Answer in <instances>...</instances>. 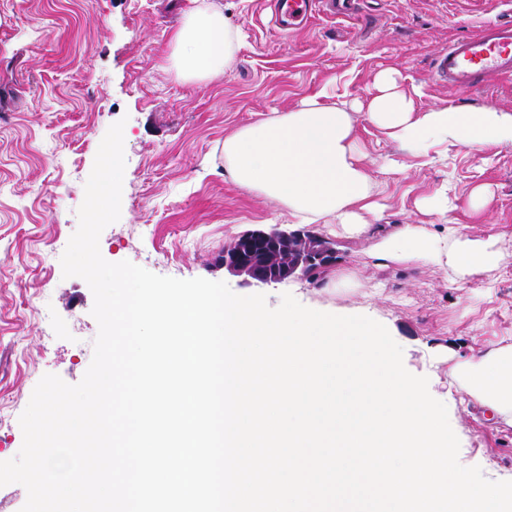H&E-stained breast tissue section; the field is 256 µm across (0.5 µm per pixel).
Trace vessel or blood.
Masks as SVG:
<instances>
[{
  "label": "vessel or blood",
  "mask_w": 512,
  "mask_h": 512,
  "mask_svg": "<svg viewBox=\"0 0 512 512\" xmlns=\"http://www.w3.org/2000/svg\"><path fill=\"white\" fill-rule=\"evenodd\" d=\"M275 23L290 30L307 23L315 11L346 16L351 0H268ZM436 74L450 86L471 90L493 75L512 74V18L489 23L475 35L452 41L436 60Z\"/></svg>",
  "instance_id": "1"
}]
</instances>
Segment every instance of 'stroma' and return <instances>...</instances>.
<instances>
[{
	"label": "stroma",
	"instance_id": "1",
	"mask_svg": "<svg viewBox=\"0 0 512 512\" xmlns=\"http://www.w3.org/2000/svg\"><path fill=\"white\" fill-rule=\"evenodd\" d=\"M223 13L233 59L220 76L189 83L170 67L172 39L188 11ZM512 18V0H356L353 14H319L302 31L273 27L264 0H8L0 5V461L14 458L19 418L39 380L79 383L99 326L94 296L64 277L61 257L79 225L99 145L123 122L126 166L121 216L99 239L110 262L127 260L179 279L223 281L239 295L282 294L304 306L379 321L403 349L405 368L427 377L448 409L463 466L512 481V426L464 404L449 358L512 337V146L479 149L437 141L402 148L354 112L368 162L404 170L375 174L387 224H438L419 202L445 192L453 217L475 237H495L499 267L452 283L434 266L380 268L358 241L333 238L335 288L325 277L263 285L230 274L225 244L248 229L288 228L286 210L235 183L224 140L296 109L318 93L339 107L368 102L392 70L422 105L512 111V76L463 93L439 81L434 60L454 39ZM490 195L473 211L470 194Z\"/></svg>",
	"mask_w": 512,
	"mask_h": 512
}]
</instances>
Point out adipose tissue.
<instances>
[{
	"label": "adipose tissue",
	"instance_id": "adipose-tissue-1",
	"mask_svg": "<svg viewBox=\"0 0 512 512\" xmlns=\"http://www.w3.org/2000/svg\"><path fill=\"white\" fill-rule=\"evenodd\" d=\"M173 42L172 64L188 81L220 75L234 51L223 14L207 6L186 14ZM367 117L418 151L439 138L480 148L512 145L511 112L422 107L398 91L389 72L378 79ZM361 156L352 114L315 98L224 141V163L239 185L283 206L289 223L333 224L346 236L369 238V255L380 264H433L461 280L501 263L494 238L471 237L459 224H398L374 235L380 209L370 199L372 174ZM449 372L472 400L512 425V341L455 362Z\"/></svg>",
	"mask_w": 512,
	"mask_h": 512
}]
</instances>
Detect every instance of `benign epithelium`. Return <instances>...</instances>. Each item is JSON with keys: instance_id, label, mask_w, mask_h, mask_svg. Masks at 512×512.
Segmentation results:
<instances>
[{"instance_id": "obj_1", "label": "benign epithelium", "mask_w": 512, "mask_h": 512, "mask_svg": "<svg viewBox=\"0 0 512 512\" xmlns=\"http://www.w3.org/2000/svg\"><path fill=\"white\" fill-rule=\"evenodd\" d=\"M336 260L333 244L308 231H287L275 225L239 235L224 247V268L263 284L308 278L314 266Z\"/></svg>"}]
</instances>
